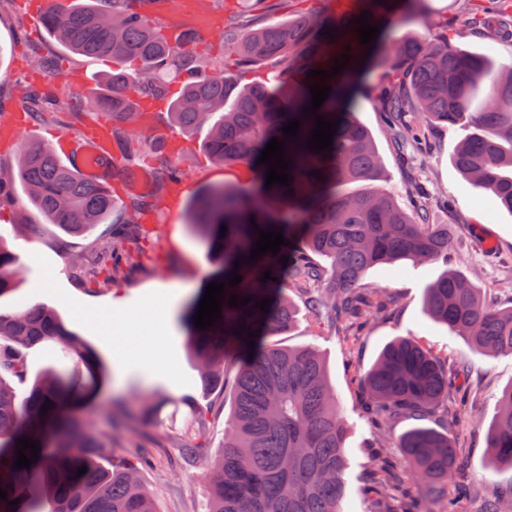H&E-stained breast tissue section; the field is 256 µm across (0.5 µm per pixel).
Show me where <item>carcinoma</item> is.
<instances>
[{"label": "carcinoma", "mask_w": 512, "mask_h": 512, "mask_svg": "<svg viewBox=\"0 0 512 512\" xmlns=\"http://www.w3.org/2000/svg\"><path fill=\"white\" fill-rule=\"evenodd\" d=\"M147 2L88 0L45 13L43 25L65 47L108 57L115 67L106 79L108 97L90 100L67 89L54 99L57 111L50 112L35 94L27 116L45 124L62 112L108 108L113 120L130 123L138 117L132 98L167 100L172 124L181 131L208 127L204 150L213 161L258 166L264 172L267 165L258 164L261 152L272 138L284 140L282 129L291 119L301 120L296 142L286 143L292 181L275 192L305 201L307 207L290 208L288 216L272 221L259 202L243 203L240 190L216 191L204 200L195 227L224 246V279L233 272L242 276L239 284L224 287V299L235 294L252 301L238 307L223 303L221 318L188 337L187 346L202 384L228 386L233 396L223 450L205 475L207 512H345L348 431L325 360L314 345L285 348L266 343V337L285 334L296 324L298 310L288 297V285L317 289L307 298L312 310L356 318L369 305L361 294L369 269L401 260L448 262V225L428 223L427 200L416 199L408 211L392 193L376 186L383 180V161L369 130L339 107L345 86L317 110V115L338 121L331 149H306V138L315 128V120L304 117L311 105L307 74L331 71L335 59L346 52L351 59L336 79L348 81L349 69L368 54L356 32L358 23L341 19L328 24L310 13L252 29L232 17L221 36L224 59L214 61L194 54L192 39L172 44L166 27L146 9ZM416 2L360 0L358 11L369 12L374 24L385 28ZM495 3L499 18L475 10L461 18V25L485 37L501 36L499 19L512 22V0ZM389 65L393 83L380 88V97L392 140L404 146L417 139L407 120L411 113L450 128L469 121L474 131L457 144L453 163L469 182L491 191L512 212V62L495 66L482 55L459 49L447 35L398 42ZM260 67L274 70L276 82L238 86L234 72ZM485 84L482 108L473 112V100ZM124 141L123 160L132 163L130 177L143 168L160 188L180 182L163 138L132 135ZM18 179L30 203L68 235L92 233L116 208L112 194L63 164L51 147L22 148ZM360 182L364 191H345ZM152 208V201L134 199L121 221L123 235L95 239L74 265L88 286L112 285L135 261L132 246L140 239L142 216ZM254 223L264 231L282 232L290 244L280 246L275 255L269 251L254 263L241 264L236 272L234 263L250 258L258 239ZM282 256L288 257L284 265ZM320 258L329 266H322ZM16 263V253L0 237V298L16 288ZM266 271L275 280L262 281ZM264 298L270 299L266 313L254 307ZM422 308L449 335L465 338L474 353L512 355V307L485 304L480 288L460 270L450 267L430 283ZM240 326L245 331L234 334ZM2 340L0 488L7 499H0V512H156L139 483L138 462L112 468L85 452L112 448V439L97 437L75 412L97 379L85 343L43 304L0 310ZM42 344L58 347L72 366H50L30 382L18 352ZM234 351L242 358L228 380L225 362ZM466 371L463 364L451 371L443 368L411 336L390 340L365 376L374 428L385 431L397 416L421 419L431 414ZM13 377L26 385L24 392L11 384ZM498 407L486 434L489 463L496 469L512 468V385L503 390ZM23 437L39 442L38 458L30 467L17 469V440ZM398 447L410 482L395 477L379 460L363 495L379 496L385 490L392 512H422L418 496L424 492L432 500L441 499V512H458L467 488L457 487L452 496L442 489L456 463L452 434L413 426L401 435ZM83 466L86 472L77 474ZM16 499L20 503L9 505ZM486 512H512V487L493 494Z\"/></svg>", "instance_id": "1"}]
</instances>
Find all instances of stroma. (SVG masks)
Returning a JSON list of instances; mask_svg holds the SVG:
<instances>
[{"mask_svg": "<svg viewBox=\"0 0 512 512\" xmlns=\"http://www.w3.org/2000/svg\"><path fill=\"white\" fill-rule=\"evenodd\" d=\"M271 2L259 18L261 24H274L308 10L338 15L356 6L355 0ZM473 3L423 0L419 12L405 14L385 32L381 57L358 77L352 104L358 121L373 135L384 162L383 183L399 204L411 207L413 189L421 188L432 197L431 223L451 225L450 262L403 260L370 269L363 286L373 303L359 322L311 311L306 305L307 289H290L299 309L298 323L290 333L274 339L283 347L313 344L324 355L348 425V512H388L385 498L365 503L358 494L374 458L401 470L406 467L397 441L409 428V420L397 419L384 435H376L366 413L368 397L363 384L382 346L396 336L416 337L446 368L460 363L468 367L462 382L469 393L466 414L456 415L457 394L452 391L425 420L426 426L452 433L457 453L452 480L470 486L461 512H483L488 496L512 485L511 470L489 469L486 450V431L496 417L498 398L512 385V355L489 358L474 354L466 340L449 336L446 327L428 319L421 304L425 286L451 265L481 288L487 303L512 306V213L491 192L474 187L457 172L452 156L464 129L428 125L421 145L397 146L385 129L382 105L376 97L377 87L388 79L387 58L393 45L407 38L433 40L449 32L462 50L498 64L512 61L511 35L488 39L457 26V18ZM37 57L54 58L57 70L34 72L31 62ZM111 71V59L80 55L58 43L31 13L28 0H0V107L23 110L33 82L50 97L67 84L94 97ZM91 124L88 115L66 114L58 124L30 125L24 140L60 151L67 142L81 139ZM204 138L201 131L184 135L185 148L173 157L182 173L178 185L161 189L146 177L130 187L124 182L122 168L110 171L120 203L150 194L157 207L144 224V242L135 268L107 288L88 287L72 269V256L85 252L89 238L66 235L45 221L16 176L14 151L0 144V177L9 178L15 199L14 207L0 209V238L13 250L31 246L37 252L17 288L0 297V309L17 311L36 303L49 306L70 330L95 348L104 364L105 381L93 393L84 418L91 430L111 438L113 465L147 452L149 459L141 466L139 479L156 512H205L202 473L207 461L222 451L224 421L231 408L230 394L203 388L185 352L189 306L223 264L222 250L212 247L195 230L191 215L214 190L251 186L256 172L243 165L210 161L203 149ZM171 283L183 284L184 292L166 322L140 321L131 338L126 374L117 377L113 346L120 337L122 314L137 306L154 287ZM195 403L207 407L208 412L201 449L189 460L182 443Z\"/></svg>", "mask_w": 512, "mask_h": 512, "instance_id": "obj_1", "label": "stroma"}]
</instances>
